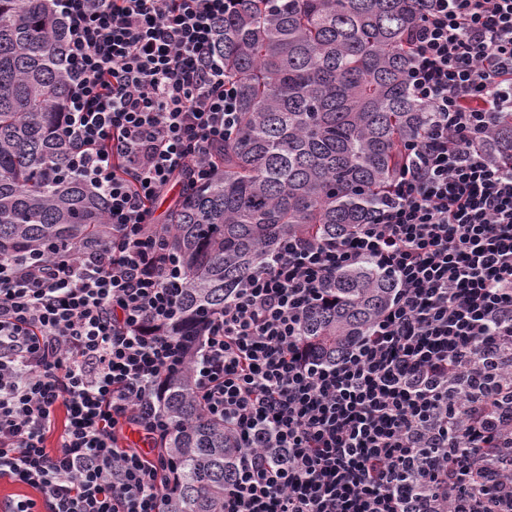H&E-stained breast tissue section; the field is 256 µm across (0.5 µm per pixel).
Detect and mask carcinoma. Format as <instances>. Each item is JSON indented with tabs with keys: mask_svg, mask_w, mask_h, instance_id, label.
Returning a JSON list of instances; mask_svg holds the SVG:
<instances>
[{
	"mask_svg": "<svg viewBox=\"0 0 512 512\" xmlns=\"http://www.w3.org/2000/svg\"><path fill=\"white\" fill-rule=\"evenodd\" d=\"M413 0H232L216 50L237 83L242 125L212 180H183L163 214L186 285L187 321L224 307L289 235L316 240L364 223L427 114L408 86ZM67 28L52 0H0V256H49L112 237L104 197L68 166L59 130ZM336 306L305 342L331 357L367 332L393 279L336 273ZM177 467L169 512H221L237 455L224 423L202 416L190 375L165 382Z\"/></svg>",
	"mask_w": 512,
	"mask_h": 512,
	"instance_id": "carcinoma-1",
	"label": "carcinoma"
}]
</instances>
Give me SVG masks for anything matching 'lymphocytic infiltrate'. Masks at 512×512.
I'll return each mask as SVG.
<instances>
[{
  "instance_id": "obj_1",
  "label": "lymphocytic infiltrate",
  "mask_w": 512,
  "mask_h": 512,
  "mask_svg": "<svg viewBox=\"0 0 512 512\" xmlns=\"http://www.w3.org/2000/svg\"><path fill=\"white\" fill-rule=\"evenodd\" d=\"M227 5L56 2L69 165L112 238L0 259V481L26 488L0 512H167L161 398L183 369L239 450L222 512H512V147L490 150L512 114V0H418L408 83L429 120L369 221L282 239L175 336L185 276L153 208L238 134ZM365 266L393 279L387 306L317 359L306 319Z\"/></svg>"
}]
</instances>
